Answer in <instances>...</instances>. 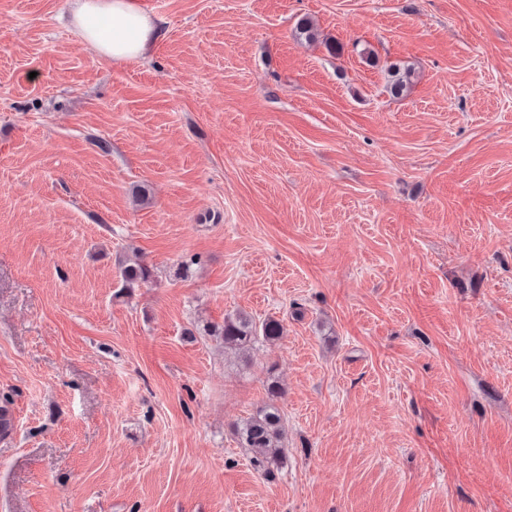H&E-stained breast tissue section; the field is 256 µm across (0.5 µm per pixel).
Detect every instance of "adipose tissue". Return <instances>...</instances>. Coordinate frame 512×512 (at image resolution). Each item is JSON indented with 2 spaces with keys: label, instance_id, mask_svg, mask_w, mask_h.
Returning <instances> with one entry per match:
<instances>
[{
  "label": "adipose tissue",
  "instance_id": "adipose-tissue-1",
  "mask_svg": "<svg viewBox=\"0 0 512 512\" xmlns=\"http://www.w3.org/2000/svg\"><path fill=\"white\" fill-rule=\"evenodd\" d=\"M73 22L81 37L104 58H144L158 28L136 0H77Z\"/></svg>",
  "mask_w": 512,
  "mask_h": 512
}]
</instances>
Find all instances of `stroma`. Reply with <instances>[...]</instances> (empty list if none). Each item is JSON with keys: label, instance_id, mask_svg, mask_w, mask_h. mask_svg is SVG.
<instances>
[{"label": "stroma", "instance_id": "1", "mask_svg": "<svg viewBox=\"0 0 512 512\" xmlns=\"http://www.w3.org/2000/svg\"><path fill=\"white\" fill-rule=\"evenodd\" d=\"M137 2L0 0V512H512V0ZM73 22L96 52L113 61L144 58L158 37L151 17L134 0H76ZM120 265L122 288L124 289L133 290L150 283L152 280V271L145 264L121 262ZM282 326L274 319L264 321L259 327L246 313L225 317L224 322L208 329V336L238 353L246 354L262 338L266 342H275L282 336ZM266 391L269 401L234 425V434L241 447L252 454L250 458L257 471H266L268 464L276 460L284 433L283 418L274 403L282 388L273 373L268 376Z\"/></svg>", "mask_w": 512, "mask_h": 512}]
</instances>
